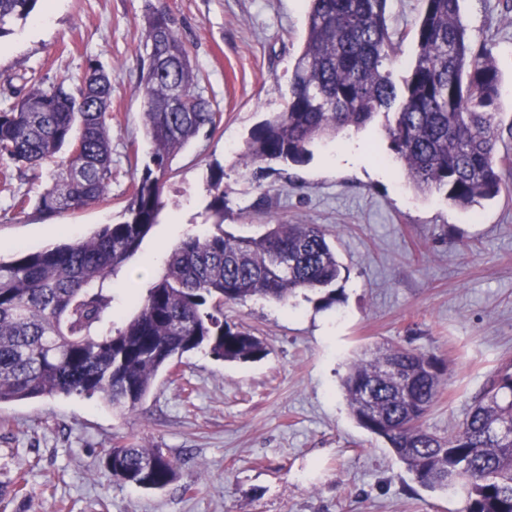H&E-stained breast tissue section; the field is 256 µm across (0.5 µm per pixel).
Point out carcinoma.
Listing matches in <instances>:
<instances>
[{"label":"carcinoma","instance_id":"obj_1","mask_svg":"<svg viewBox=\"0 0 512 512\" xmlns=\"http://www.w3.org/2000/svg\"><path fill=\"white\" fill-rule=\"evenodd\" d=\"M38 0H0V38L29 17ZM416 27L418 53L403 100L386 70L393 34L387 0H308L307 36L282 111L256 125L241 154L256 181L271 161L302 163L309 146L383 112L390 148L415 189L446 192L468 209L497 196L512 158L498 155V75L489 55L471 47L460 0H425ZM146 60L142 118L150 164L132 185L125 219L88 237L0 260V405L53 395H100L112 407L137 409L154 380L202 347L228 362H256L268 344L224 320V303L285 302L298 289L328 290L336 303L342 265L318 224L270 220L259 236H191L165 258L163 272L121 325L104 333L110 313L106 280L140 248L164 207L171 159L221 121L200 92L199 72L164 11L144 16ZM112 72L90 60L64 83L31 78L21 98L0 107V159L17 171L70 155L37 200L52 216L108 200L112 185ZM206 210L224 221V169L211 173ZM393 365L388 371L385 366ZM447 366L434 355L390 346L353 361L342 380L357 424L384 439L415 480L430 490L462 489L465 512H512V359L491 371L464 419L447 435L424 421L437 402ZM105 464L118 484L160 490L177 463L137 440L112 448Z\"/></svg>","mask_w":512,"mask_h":512}]
</instances>
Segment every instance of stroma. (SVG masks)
<instances>
[{"instance_id": "35a3bbf8", "label": "stroma", "mask_w": 512, "mask_h": 512, "mask_svg": "<svg viewBox=\"0 0 512 512\" xmlns=\"http://www.w3.org/2000/svg\"><path fill=\"white\" fill-rule=\"evenodd\" d=\"M460 7L474 47L495 61L499 150L512 155V0ZM149 8L174 18L222 120L173 159L157 224L104 286L114 313L133 312L132 297L183 239L214 233L206 206L216 164L228 188L226 232L258 235L273 217L331 231L344 266L336 302L323 307L319 291L300 289L284 304L226 303L225 319L262 336L269 355L229 363L205 349L187 353L132 413L98 396L0 405V512H464V494L424 488L356 423L341 379L367 348L437 355L447 375L425 426L444 435L463 420L486 374L512 359V174L497 197L465 211L450 207L444 191L417 193L381 113L316 141L304 164L275 163L256 183L240 154L252 128L284 107L306 37L305 0H58L51 13L37 5L0 38V100L27 92L30 76L59 83L91 59L112 70V189L109 201L46 217L36 200L51 167L14 177L0 190V257L122 221L151 152L141 85ZM424 8V0L387 2L396 85L416 57ZM17 196L24 209L13 208ZM133 437L176 459L175 482L161 490L113 483L104 453Z\"/></svg>"}]
</instances>
